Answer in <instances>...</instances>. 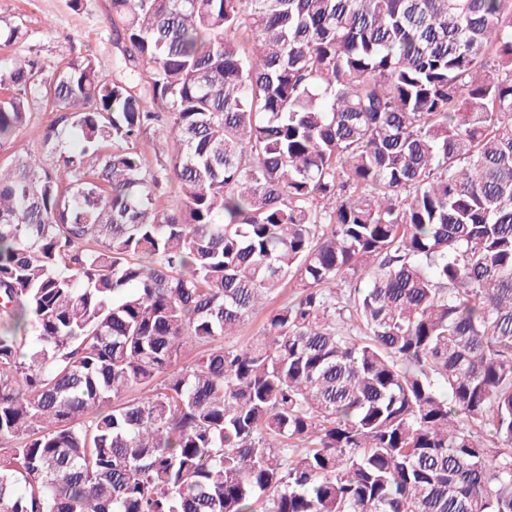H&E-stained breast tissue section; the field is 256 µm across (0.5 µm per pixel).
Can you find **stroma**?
<instances>
[{
  "label": "stroma",
  "instance_id": "1",
  "mask_svg": "<svg viewBox=\"0 0 512 512\" xmlns=\"http://www.w3.org/2000/svg\"><path fill=\"white\" fill-rule=\"evenodd\" d=\"M111 16V0H0V27L17 25L23 32L21 40L0 44V72L10 68L14 56L33 54L47 75L87 57L113 73L119 51L112 41ZM54 117V112L32 107L15 142L0 147V166L10 167L22 157L49 165L59 154L78 151L81 142L74 131L63 136L57 150L44 148Z\"/></svg>",
  "mask_w": 512,
  "mask_h": 512
}]
</instances>
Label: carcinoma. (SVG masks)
I'll return each mask as SVG.
<instances>
[{"mask_svg": "<svg viewBox=\"0 0 512 512\" xmlns=\"http://www.w3.org/2000/svg\"><path fill=\"white\" fill-rule=\"evenodd\" d=\"M111 22L0 78L83 139L0 168V512H512V0ZM144 162L148 165L156 163V157H162L166 151V132L160 127L151 128L142 137L139 144ZM292 293L293 288H291V284L284 285V287L281 290V293L278 296H273L264 310L259 311L258 313L254 314L251 318H249L247 321H245V323L238 328V335L229 336V338L225 340L226 343H243L247 341L249 337L257 334L262 329V326L266 320L267 315L272 310L278 308L282 300L290 296Z\"/></svg>", "mask_w": 512, "mask_h": 512, "instance_id": "cac0c4a2", "label": "carcinoma"}]
</instances>
